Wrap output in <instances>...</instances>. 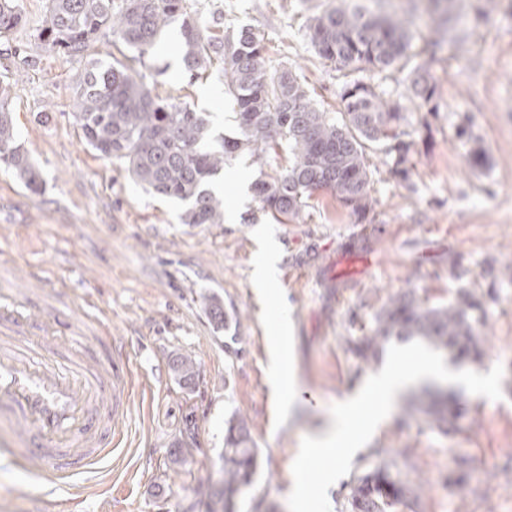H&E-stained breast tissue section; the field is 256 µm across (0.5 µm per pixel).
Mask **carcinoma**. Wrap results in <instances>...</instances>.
<instances>
[{"label": "carcinoma", "mask_w": 512, "mask_h": 512, "mask_svg": "<svg viewBox=\"0 0 512 512\" xmlns=\"http://www.w3.org/2000/svg\"><path fill=\"white\" fill-rule=\"evenodd\" d=\"M428 34L424 50L434 59L448 44V0H427ZM182 18L177 50L191 79L217 60L224 71V94L232 103L236 131L213 145L204 113L185 103L159 97L143 76L122 64L89 63L73 91V118L88 146L101 156L124 163L134 180L153 193L186 203V224L224 223V199L208 188L226 162L243 151L261 156L283 144L288 166L252 183L260 209L280 224L299 217L318 191H328L359 220L371 211L367 150L380 147L391 157V171L408 179L411 143L401 139L405 115L374 87L358 77L407 72L410 101L432 113L437 89L429 71L410 66L414 40L412 17L373 9L368 0H341L310 19L308 39L315 52L342 73L343 110L330 115L318 109L296 73L271 72L264 38L242 26L229 34L208 33L205 22L189 11L188 0H48L36 37L62 56H82L107 32L143 58L153 52L165 29ZM26 24L20 0H0V40ZM12 84L0 80V164L10 168L32 192L41 175L18 141L12 117ZM203 306L221 329L224 303L203 296ZM485 312L476 293L462 289L446 305L422 306L407 293L392 297L376 317L374 334L355 342L364 358L375 356L389 336L419 338L474 361L482 353L476 342ZM172 373L184 384L196 375L194 360L176 357ZM420 411L442 430L460 415L453 399L430 397ZM222 481L211 493L210 512H231L240 487L251 482L258 450L245 422L230 420L221 456ZM405 498L402 483L384 469L355 477L349 484L351 512H395Z\"/></svg>", "instance_id": "1"}]
</instances>
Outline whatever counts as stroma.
Returning <instances> with one entry per match:
<instances>
[{
    "label": "stroma",
    "mask_w": 512,
    "mask_h": 512,
    "mask_svg": "<svg viewBox=\"0 0 512 512\" xmlns=\"http://www.w3.org/2000/svg\"><path fill=\"white\" fill-rule=\"evenodd\" d=\"M338 3L189 0V7L213 32L253 27L267 45L268 69L291 68L319 109L338 112L342 74L316 55L306 33L311 16ZM22 6L26 25L0 43V76L12 84L19 141L43 184L31 192L0 165V286L49 328L58 289H75L79 299L67 310L73 333L122 347L134 403L121 423L124 450L63 487L39 488V462L0 452V512H208L233 418L246 422L259 450L234 512H288L302 438L317 433L331 406L383 363L359 356L354 341L372 334L376 314L398 293L434 306L462 288L485 308L482 365L503 366L502 399L449 387L462 415L442 432L411 412L424 387H409L350 474L387 468L406 490L400 512H512V0H452L455 50L437 62L425 53L415 58L437 86V112L415 110L403 75L374 80L405 113L411 173L400 180L383 152H368L369 236L327 192L316 193L292 223L260 210L251 185L281 171L284 152L238 155L212 179L224 223H183V202L146 191L125 164L85 143L72 116V87L89 60L122 63L159 96L206 113L218 140L235 131L220 63L192 80L171 50L140 60L109 34L88 55L63 58L35 36L47 0ZM477 148L486 155L480 168L469 162ZM268 241L279 252L280 301L299 381L288 409L269 384V301L253 279ZM426 250L434 268L419 263ZM353 252L371 254L372 268L339 277L338 259ZM208 293L223 300L226 329L206 314ZM176 355L196 363L191 387L169 369Z\"/></svg>",
    "instance_id": "35a3bbf8"
}]
</instances>
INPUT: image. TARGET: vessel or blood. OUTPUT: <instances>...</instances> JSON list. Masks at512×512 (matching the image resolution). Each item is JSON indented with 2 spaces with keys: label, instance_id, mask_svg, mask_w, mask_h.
<instances>
[{
  "label": "vessel or blood",
  "instance_id": "vessel-or-blood-1",
  "mask_svg": "<svg viewBox=\"0 0 512 512\" xmlns=\"http://www.w3.org/2000/svg\"><path fill=\"white\" fill-rule=\"evenodd\" d=\"M59 327L34 335L21 305L0 297V446L45 463L43 477L56 485L120 449L116 419L132 404L121 350L67 335V321Z\"/></svg>",
  "mask_w": 512,
  "mask_h": 512
}]
</instances>
